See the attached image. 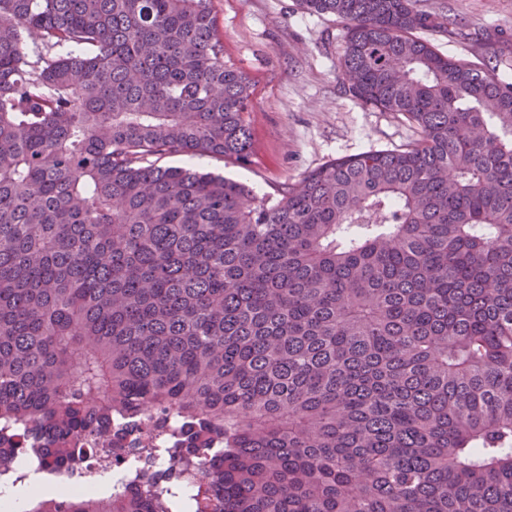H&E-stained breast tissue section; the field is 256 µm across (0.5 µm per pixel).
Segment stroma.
<instances>
[{"mask_svg":"<svg viewBox=\"0 0 512 512\" xmlns=\"http://www.w3.org/2000/svg\"><path fill=\"white\" fill-rule=\"evenodd\" d=\"M420 8L456 19L453 36L435 37L446 56L479 64L498 57L499 78L512 81V0H420ZM224 57L253 84L250 158L219 156L201 168L247 183L258 194L300 183L327 161L407 144L413 124L363 108L339 78L343 22L303 9L299 0H213Z\"/></svg>","mask_w":512,"mask_h":512,"instance_id":"stroma-1","label":"stroma"}]
</instances>
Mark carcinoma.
<instances>
[{
  "mask_svg": "<svg viewBox=\"0 0 512 512\" xmlns=\"http://www.w3.org/2000/svg\"><path fill=\"white\" fill-rule=\"evenodd\" d=\"M212 2L0 0V420L73 471L182 421L164 482L28 512H512V82L417 0H300L418 135L259 197L158 165L248 163ZM112 426V439L114 442H120L123 447H114V448H140L137 445V441L140 437H146V429L141 428L140 431H133L131 434L129 433L130 428L127 424L117 415L112 414L111 419ZM117 433H119V438H117Z\"/></svg>",
  "mask_w": 512,
  "mask_h": 512,
  "instance_id": "obj_1",
  "label": "carcinoma"
}]
</instances>
